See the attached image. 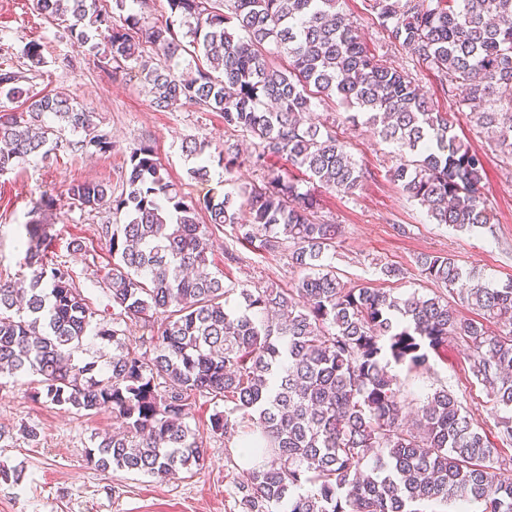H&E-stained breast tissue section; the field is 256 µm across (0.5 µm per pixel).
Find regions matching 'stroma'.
I'll return each instance as SVG.
<instances>
[{"mask_svg": "<svg viewBox=\"0 0 512 512\" xmlns=\"http://www.w3.org/2000/svg\"><path fill=\"white\" fill-rule=\"evenodd\" d=\"M344 8L367 47L388 65L411 73L435 109L453 115L456 133L467 135L470 124L464 107L457 97L443 92L436 74L408 49L389 43L380 20L364 10L361 0H345ZM31 41L42 45L45 64L30 75L28 89L74 98L92 112L94 130L108 134L113 149L107 154L37 157L0 176L1 276L20 274L23 253L18 241L26 224L38 219L48 224L56 260L69 266L89 305L101 311L110 308L104 286L112 257L98 227L123 223L124 217L106 206L81 209L72 203L68 190L95 182L120 195L129 156L144 144L153 148L176 190L196 204L215 192L238 193L242 186L261 181L268 170L298 179V171L276 157L268 159L266 169L254 167L249 160L254 151L251 140L225 125L222 113L204 112L189 103L172 112L157 111L137 70L88 64L85 48L64 38L61 26L34 10L33 0H0V63L20 66L21 51ZM312 110L334 120L337 136L349 144L353 159L367 173L355 194H321L322 216L342 226L326 262L343 282L351 287L368 284L396 296L447 295L444 286L420 272L418 257L431 253L451 255L464 272L492 283L512 279V165L503 163L486 138H473L472 143L485 155L483 193L492 219L485 228L464 233L432 223L425 209L402 192L389 176V146L370 127L349 122L346 106L317 99ZM193 140L207 145L204 158L211 181H198L189 173L192 162L185 145ZM228 148L241 155L239 165L229 172L219 160L220 151ZM44 193L54 199L47 210L37 206ZM75 241L81 242V252H73ZM212 241L209 270L223 275L231 290L229 306L238 305V289L288 288L301 276L289 266L287 252H257L237 239L232 227L216 232ZM387 265L400 267L402 276L385 277L381 269ZM467 352L466 343L456 339L445 352L431 356L429 369L415 373L398 367L405 383V410L415 412L434 389L447 387L490 441L502 444L498 424L507 412L468 372ZM34 390L29 377L0 378V466L22 473L16 483L0 480V512H243L235 494L236 479L246 473L240 435L206 436L204 467L182 473L177 480L160 482L121 470L103 471L89 464L86 454L93 437L116 430L111 411L84 416L35 397ZM24 425L37 429V441L21 434Z\"/></svg>", "mask_w": 512, "mask_h": 512, "instance_id": "obj_1", "label": "stroma"}]
</instances>
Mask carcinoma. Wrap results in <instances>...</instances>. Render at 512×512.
<instances>
[{
  "label": "carcinoma",
  "mask_w": 512,
  "mask_h": 512,
  "mask_svg": "<svg viewBox=\"0 0 512 512\" xmlns=\"http://www.w3.org/2000/svg\"><path fill=\"white\" fill-rule=\"evenodd\" d=\"M364 2L390 43L437 72L448 95L461 92L479 133L512 161V125L493 109L495 96L512 95V0ZM167 4V19L146 27L136 14L115 19L126 0L109 9L96 0H34L100 66L139 63L156 110L189 103L223 113L224 124L253 139L255 166L278 156L308 182L354 194L365 172L332 127L312 118L314 96L335 97L354 110L348 120L364 119L393 146L391 179L430 220L464 232L490 223L483 153L454 132L451 114L435 110L410 73L367 49L341 0ZM183 52L206 60L191 79L170 66ZM272 53L286 63L274 64ZM23 58L30 71L45 64L37 43ZM22 79V71L0 67V95L25 98L24 111L0 113L1 175L57 151H112L104 135L68 139V130L92 128V113L68 97L25 91ZM46 114L58 125L45 123ZM126 185L112 200L126 222L99 225L114 259L112 319L97 317L69 267L48 258L44 224L25 225L27 272L0 280V376L32 374L50 403L86 416L109 410L123 422L87 452L89 463L162 480L203 466V436L186 419L191 400L206 394L224 402L209 432L243 427L256 459L235 484L244 512H416L411 504L425 500L512 512V456L489 445L446 389L406 420L404 383L389 369H427L431 354L460 337L468 371L512 410V279L459 289L472 276L454 258L420 257L421 274L460 292L481 313L476 321L442 296L347 286L324 263L340 225L318 217L320 198L293 179L276 175L236 195L209 196L205 224L149 146L130 155ZM69 195L93 208L107 202L108 189L83 182ZM226 225L258 252L288 250L303 276L288 289L243 288L240 310L226 309L224 277L206 271L207 237ZM157 313L164 320L142 340L144 350L127 347L122 323L152 325ZM90 334L114 347L104 370L94 358H74Z\"/></svg>",
  "instance_id": "cac0c4a2"
}]
</instances>
